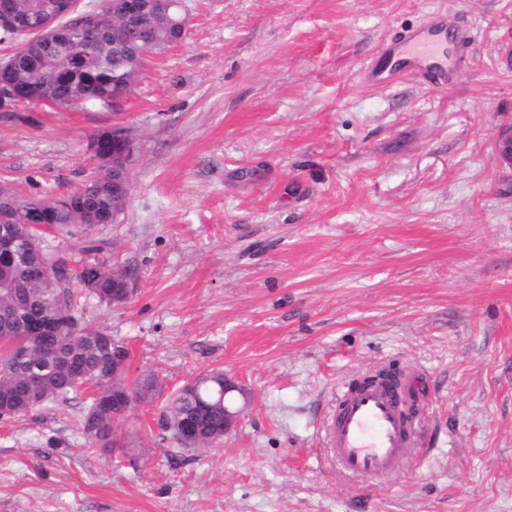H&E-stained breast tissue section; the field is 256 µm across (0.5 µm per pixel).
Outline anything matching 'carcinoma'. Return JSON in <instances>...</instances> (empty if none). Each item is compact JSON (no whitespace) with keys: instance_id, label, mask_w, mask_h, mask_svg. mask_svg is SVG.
Listing matches in <instances>:
<instances>
[{"instance_id":"1","label":"carcinoma","mask_w":512,"mask_h":512,"mask_svg":"<svg viewBox=\"0 0 512 512\" xmlns=\"http://www.w3.org/2000/svg\"><path fill=\"white\" fill-rule=\"evenodd\" d=\"M54 0H16V10L28 18L26 28L37 27L39 18ZM96 23L61 24L58 35L52 40L34 35L24 38L18 50L8 58L10 65L0 70V81L10 82L26 93V101L69 106L77 103L112 102L114 89L129 93L136 79V72L128 65L131 57H146L159 51V47L143 46L141 39L160 38L170 43L182 39L175 28H163L156 34L145 36L129 31L120 45H112V26L118 24L112 12L100 9L95 12ZM48 214V222L71 236L83 233L101 223L102 217L114 210L128 207L129 195L118 196L112 187L99 188L91 179L66 194L41 200ZM34 202L17 193L1 204L12 212L17 220L26 217ZM45 265L58 270L56 287L67 290L70 310L79 323L80 334L51 336L33 350V358L46 365L41 383V399L50 401L66 399L78 394L86 385L96 386V395L83 419V430L93 440L112 444L110 414L98 411L99 405L112 399V347L117 341L112 335L90 326L80 310L82 296L76 285L84 282L86 269H75L68 259L53 252ZM18 281L19 293L11 295L0 291V310L14 305L24 307L32 318L39 315L40 288H26L25 282H33L34 271L29 267L0 269V284L5 277ZM28 330H12L0 343V405L5 406L4 416L11 417L26 412L23 395L27 389L24 375L13 368V343L22 341ZM219 382L210 379L197 395L180 391L170 402L164 415L165 421H177L198 417L201 421V437L208 441L221 432L224 413L216 410L200 414L199 403L203 396H218Z\"/></svg>"}]
</instances>
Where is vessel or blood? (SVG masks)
Listing matches in <instances>:
<instances>
[{"instance_id":"obj_1","label":"vessel or blood","mask_w":512,"mask_h":512,"mask_svg":"<svg viewBox=\"0 0 512 512\" xmlns=\"http://www.w3.org/2000/svg\"><path fill=\"white\" fill-rule=\"evenodd\" d=\"M469 43L468 34L449 35L446 17L432 16L423 27L405 32L387 47L389 65H367L362 77L371 85L385 86L409 72L444 88L462 70ZM410 391L409 379L393 381L384 376L343 388L326 440L340 469L354 477H384L398 470L409 448L417 444L399 404Z\"/></svg>"}]
</instances>
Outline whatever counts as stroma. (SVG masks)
Returning <instances> with one entry per match:
<instances>
[{"instance_id": "35a3bbf8", "label": "stroma", "mask_w": 512, "mask_h": 512, "mask_svg": "<svg viewBox=\"0 0 512 512\" xmlns=\"http://www.w3.org/2000/svg\"><path fill=\"white\" fill-rule=\"evenodd\" d=\"M186 36L118 106L0 108V186H80L89 142H137L129 205L56 251L133 274L88 299L125 384L160 383L83 432L87 395L0 419V512H512V0H185ZM475 41L456 81L373 88L362 68L433 13ZM223 371L237 429L186 450L169 401ZM413 374L421 441L375 486L322 443L339 389Z\"/></svg>"}]
</instances>
